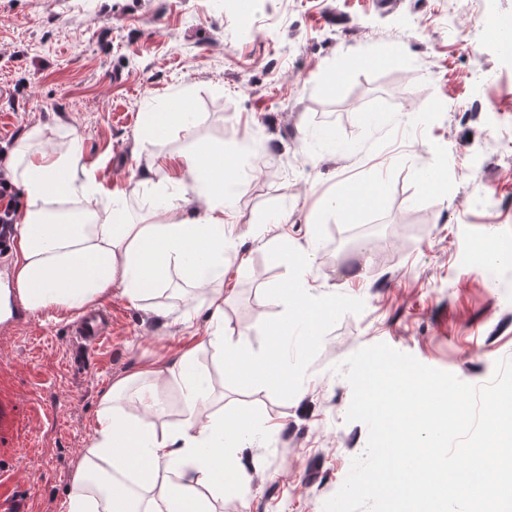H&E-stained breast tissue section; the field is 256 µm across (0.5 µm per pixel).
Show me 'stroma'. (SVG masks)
<instances>
[{"label": "stroma", "instance_id": "35a3bbf8", "mask_svg": "<svg viewBox=\"0 0 512 512\" xmlns=\"http://www.w3.org/2000/svg\"><path fill=\"white\" fill-rule=\"evenodd\" d=\"M512 0H0V141L35 122L51 143L76 137L81 162L150 213L153 158L177 166L197 144L247 162L227 200L236 257L224 280V339L272 347L286 312L284 237L314 299L336 314L289 348L287 383L241 389L207 337L205 295L172 272L150 298L157 319L113 289L108 347L77 355L74 317L47 310L0 326V470L26 512H64L113 379L193 351L211 411L249 430L243 491L222 512H323L368 429L346 421L343 361L385 343L476 386L512 358V261L488 284L481 249L512 250V55L485 32ZM186 96L192 132L148 147L141 110ZM441 172L422 192L417 170ZM379 183L381 208L347 218L332 189ZM284 223H276L277 215ZM193 317L192 327L178 322Z\"/></svg>", "mask_w": 512, "mask_h": 512}]
</instances>
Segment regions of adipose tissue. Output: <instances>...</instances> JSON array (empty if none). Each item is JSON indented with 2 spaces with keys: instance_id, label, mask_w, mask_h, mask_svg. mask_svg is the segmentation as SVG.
Masks as SVG:
<instances>
[{
  "instance_id": "1",
  "label": "adipose tissue",
  "mask_w": 512,
  "mask_h": 512,
  "mask_svg": "<svg viewBox=\"0 0 512 512\" xmlns=\"http://www.w3.org/2000/svg\"><path fill=\"white\" fill-rule=\"evenodd\" d=\"M185 99L163 109L145 108L137 136L151 145L172 126L189 128ZM42 123L31 125L4 160L0 175L20 190L24 207L14 224L12 270L20 303L31 312L49 309L78 313L111 299L120 288L131 302L164 290L171 271L191 287L208 289L209 340L224 350L225 371L240 386L265 380L271 362L242 345H225L224 275L228 224L235 216L224 202L239 191L238 160L219 145H199L185 155L184 169L151 184L155 222L132 221L123 192H105L96 174L80 165L78 138L41 148ZM192 181L193 197L169 192L172 184ZM287 286L297 298L296 320L314 325L334 316L316 306L304 280L302 261L292 264ZM180 382L190 418L179 428L157 430L148 415L163 408L157 385L137 398L135 413L121 401L135 376L115 379L103 395L91 440L76 471L81 492L72 494L66 512H216L218 501L238 498V455L247 428L241 420L207 410L209 388L192 353L165 369ZM132 474L140 492L131 495L116 483L101 497L88 495L97 474Z\"/></svg>"
}]
</instances>
